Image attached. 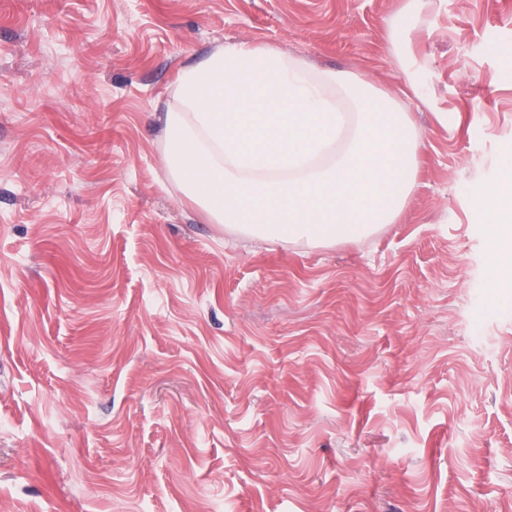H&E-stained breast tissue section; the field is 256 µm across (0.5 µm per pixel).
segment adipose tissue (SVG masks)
<instances>
[{"label":"adipose tissue","instance_id":"adipose-tissue-1","mask_svg":"<svg viewBox=\"0 0 512 512\" xmlns=\"http://www.w3.org/2000/svg\"><path fill=\"white\" fill-rule=\"evenodd\" d=\"M164 161L213 223L285 245L362 240L398 223L420 135L389 93L239 43L185 65L159 117ZM493 272L512 277V191L489 192Z\"/></svg>","mask_w":512,"mask_h":512}]
</instances>
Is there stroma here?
<instances>
[{
    "mask_svg": "<svg viewBox=\"0 0 512 512\" xmlns=\"http://www.w3.org/2000/svg\"><path fill=\"white\" fill-rule=\"evenodd\" d=\"M404 4L0 0V512H512V0H424L400 61ZM243 42L401 97L400 223L285 246L183 194L153 115ZM489 224L494 229L493 272L497 278L512 277V191L494 188L487 196Z\"/></svg>",
    "mask_w": 512,
    "mask_h": 512,
    "instance_id": "1",
    "label": "stroma"
}]
</instances>
